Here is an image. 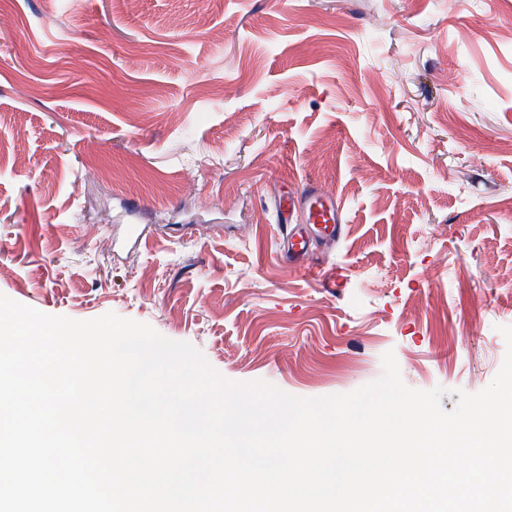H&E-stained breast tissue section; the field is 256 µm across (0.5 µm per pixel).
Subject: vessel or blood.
Wrapping results in <instances>:
<instances>
[{
    "label": "vessel or blood",
    "instance_id": "1",
    "mask_svg": "<svg viewBox=\"0 0 512 512\" xmlns=\"http://www.w3.org/2000/svg\"><path fill=\"white\" fill-rule=\"evenodd\" d=\"M276 217L285 228L283 247L289 262L304 272L318 274L321 265L314 257L311 237L333 241L343 234L334 195L314 184L284 193L278 198Z\"/></svg>",
    "mask_w": 512,
    "mask_h": 512
}]
</instances>
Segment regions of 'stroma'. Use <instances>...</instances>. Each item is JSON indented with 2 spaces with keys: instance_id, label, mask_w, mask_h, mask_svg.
Returning a JSON list of instances; mask_svg holds the SVG:
<instances>
[{
  "instance_id": "1",
  "label": "stroma",
  "mask_w": 512,
  "mask_h": 512,
  "mask_svg": "<svg viewBox=\"0 0 512 512\" xmlns=\"http://www.w3.org/2000/svg\"><path fill=\"white\" fill-rule=\"evenodd\" d=\"M0 113V294L303 398L388 351L448 411L499 371L512 0H0ZM309 183L345 226L315 278L273 218Z\"/></svg>"
}]
</instances>
